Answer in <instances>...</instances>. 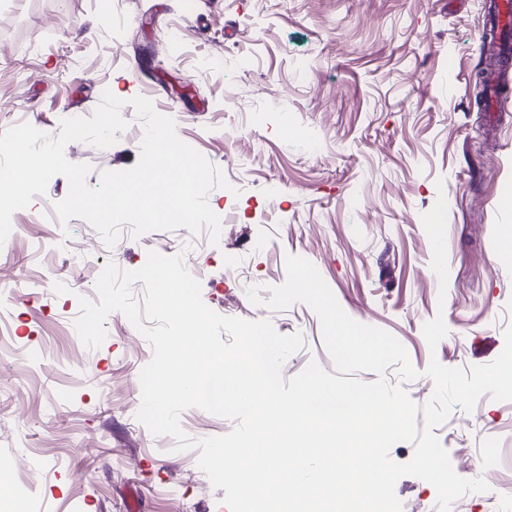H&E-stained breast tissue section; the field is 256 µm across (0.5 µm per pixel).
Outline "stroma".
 <instances>
[{"instance_id": "stroma-1", "label": "stroma", "mask_w": 512, "mask_h": 512, "mask_svg": "<svg viewBox=\"0 0 512 512\" xmlns=\"http://www.w3.org/2000/svg\"><path fill=\"white\" fill-rule=\"evenodd\" d=\"M114 11L110 24L101 0H0V132L22 119L58 136L110 90L128 123L117 142L65 148L92 165L95 187L101 171L137 164L131 101L149 96L244 192L228 203L211 191L215 244L205 231L136 237L125 226L107 247L83 219L60 225L61 175L13 214L0 267L26 286L0 314V481L12 492L0 512H230L198 450L137 420L152 350L134 326L111 313L95 349L70 334L79 296L94 297L110 262L134 271L149 251L181 250L210 309L303 335L287 379L313 361L332 370L321 321L302 303L253 305L228 255L245 258L257 286L281 285L287 256L309 260L349 316L404 345L417 404L434 390L431 360L467 371L500 354L512 328V61L480 49L487 0H116ZM441 195L444 284L421 221ZM438 315L448 333L432 349L422 328ZM434 433L457 475L490 486L451 512H512V402L482 396ZM395 493L403 512H437L424 480L401 477Z\"/></svg>"}]
</instances>
